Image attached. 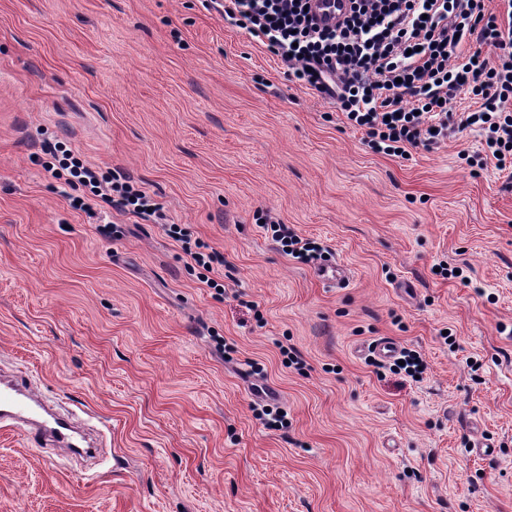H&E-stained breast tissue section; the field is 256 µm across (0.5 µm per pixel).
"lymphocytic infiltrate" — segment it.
I'll use <instances>...</instances> for the list:
<instances>
[{
    "mask_svg": "<svg viewBox=\"0 0 512 512\" xmlns=\"http://www.w3.org/2000/svg\"><path fill=\"white\" fill-rule=\"evenodd\" d=\"M319 28L308 0H224V13L288 64L292 79L339 106L389 156L436 144L451 124L477 127L487 158L512 171V9L485 0H351ZM482 101L457 116L459 94Z\"/></svg>",
    "mask_w": 512,
    "mask_h": 512,
    "instance_id": "lymphocytic-infiltrate-1",
    "label": "lymphocytic infiltrate"
}]
</instances>
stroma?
Instances as JSON below:
<instances>
[{
    "label": "stroma",
    "mask_w": 512,
    "mask_h": 512,
    "mask_svg": "<svg viewBox=\"0 0 512 512\" xmlns=\"http://www.w3.org/2000/svg\"><path fill=\"white\" fill-rule=\"evenodd\" d=\"M56 141L163 223L73 208ZM483 155L473 129L374 152L214 0H0V371L107 438L83 466L0 428V512H512V178ZM382 337L420 381L371 365ZM169 232L176 241L182 242V249L184 254L189 258L190 264L194 263L196 266L202 268L207 273H211L213 271L212 267V256L210 254L205 253L204 249L206 248L204 244L200 242H195L194 247L190 245V242L183 238V234L180 229H178L177 224H171ZM273 230L278 243L285 254L295 258H308L314 251V243L303 239L288 229L285 224H277Z\"/></svg>",
    "instance_id": "35a3bbf8"
}]
</instances>
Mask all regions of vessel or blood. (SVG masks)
Wrapping results in <instances>:
<instances>
[{"instance_id": "vessel-or-blood-1", "label": "vessel or blood", "mask_w": 512, "mask_h": 512, "mask_svg": "<svg viewBox=\"0 0 512 512\" xmlns=\"http://www.w3.org/2000/svg\"><path fill=\"white\" fill-rule=\"evenodd\" d=\"M348 7V0H310L312 15L327 27L341 21ZM74 421L71 415L57 417L46 396L35 392L27 380L14 375L0 379V425L20 431L34 446L67 447L81 453Z\"/></svg>"}]
</instances>
